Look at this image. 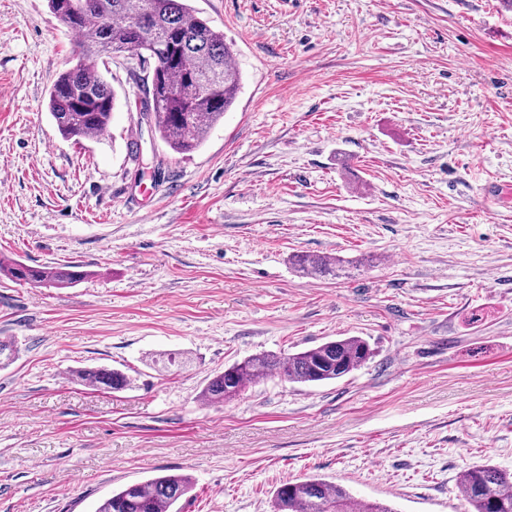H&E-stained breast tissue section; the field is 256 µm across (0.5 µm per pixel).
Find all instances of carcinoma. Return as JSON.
<instances>
[{"instance_id": "1", "label": "carcinoma", "mask_w": 512, "mask_h": 512, "mask_svg": "<svg viewBox=\"0 0 512 512\" xmlns=\"http://www.w3.org/2000/svg\"><path fill=\"white\" fill-rule=\"evenodd\" d=\"M58 17L77 15L70 29L82 36L80 54L61 71L49 91L48 111L65 139L99 136L112 118L116 93L99 73L94 59L128 52L142 66H158L160 81L152 90L153 128L179 154L201 147L224 118L241 85L239 71L224 32L198 17L185 0H48ZM296 263L306 275L336 274V263L322 256L301 255ZM0 272L15 281L45 288H68L84 280L78 265L30 266L0 261ZM17 342L0 339V369L18 357ZM373 355L363 338L331 339L296 353H259L215 375L202 389L205 404L240 395L248 384L276 376L289 383L317 385L341 379ZM83 385L115 391L130 386L120 370L106 367L74 372ZM458 486L468 512H512V471L490 464L472 465L460 473ZM193 490L188 474H159L128 483L100 502L96 512H178L177 504ZM273 512H394L379 503L355 498L339 485L319 478L282 484L274 493Z\"/></svg>"}]
</instances>
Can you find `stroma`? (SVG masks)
Wrapping results in <instances>:
<instances>
[{"instance_id":"1","label":"stroma","mask_w":512,"mask_h":512,"mask_svg":"<svg viewBox=\"0 0 512 512\" xmlns=\"http://www.w3.org/2000/svg\"><path fill=\"white\" fill-rule=\"evenodd\" d=\"M243 85L189 154L139 120L127 55L101 72L106 133L48 111L79 42L48 0H0V512H94L160 473L182 512H271L318 475L396 512H467L475 463L512 469V11L500 0H189ZM136 137H129V126ZM341 261L306 277L294 256ZM358 336L374 354L318 386L269 378L205 405L261 353ZM177 354L161 370L153 356ZM128 374L92 390L73 371ZM79 265L30 266L20 261L0 260V272L12 280L45 288H68L84 280L87 273Z\"/></svg>"}]
</instances>
